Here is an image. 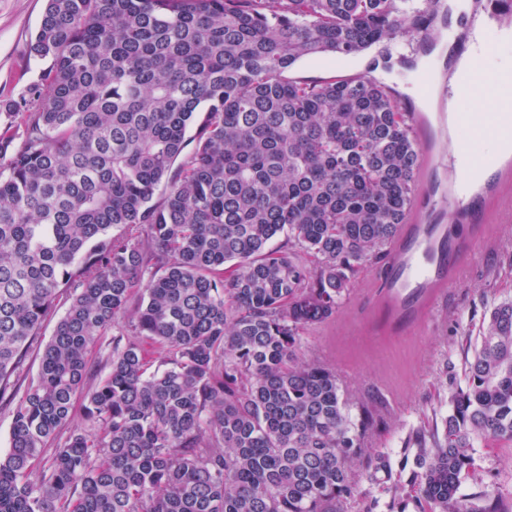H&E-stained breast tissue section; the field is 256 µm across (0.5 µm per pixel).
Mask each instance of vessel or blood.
Returning <instances> with one entry per match:
<instances>
[{
    "label": "vessel or blood",
    "mask_w": 512,
    "mask_h": 512,
    "mask_svg": "<svg viewBox=\"0 0 512 512\" xmlns=\"http://www.w3.org/2000/svg\"><path fill=\"white\" fill-rule=\"evenodd\" d=\"M451 81L459 88L496 95L501 107H512V97L501 93L502 87L512 84L511 77L491 84L479 72L465 68L455 71ZM448 207L454 218L450 224L421 223L420 206L411 208L387 247L384 270L373 283L364 324L378 322L389 334L404 336L437 318L449 287L475 261L482 237L480 195L461 194Z\"/></svg>",
    "instance_id": "vessel-or-blood-1"
}]
</instances>
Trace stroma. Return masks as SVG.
<instances>
[{
  "instance_id": "35a3bbf8",
  "label": "stroma",
  "mask_w": 512,
  "mask_h": 512,
  "mask_svg": "<svg viewBox=\"0 0 512 512\" xmlns=\"http://www.w3.org/2000/svg\"><path fill=\"white\" fill-rule=\"evenodd\" d=\"M46 0H0V127L17 126L14 102L29 96L47 66L27 53L40 23ZM448 16L426 43L401 37L392 42L389 57L372 48L355 57L306 58L287 72L288 77L321 81L356 75L374 78L395 88L406 112L427 116L434 154L462 149L480 155L492 151V137L473 142L471 126L454 122L458 113L480 110V99L466 94L449 96L448 79L468 46L472 32L492 44L483 54L480 69L496 77L504 60H512V14L494 9V0H459L444 5ZM494 193L483 202L480 221L487 238L470 272L448 290L446 310L436 323L407 336H389L382 328L360 333L365 308L361 290L372 272L361 273L342 302L334 319L309 328L302 336V354L333 366L345 395L357 399L387 397L392 423L380 433L375 446L388 453L393 479H408L403 461V442L412 428L438 424L447 416L448 380L462 378L461 336L478 328L493 304L512 300V278L496 277L504 251H512V175L502 174ZM480 480H464L463 493L485 489L503 499H512V451L477 446Z\"/></svg>"
}]
</instances>
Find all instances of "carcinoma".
<instances>
[{
    "label": "carcinoma",
    "mask_w": 512,
    "mask_h": 512,
    "mask_svg": "<svg viewBox=\"0 0 512 512\" xmlns=\"http://www.w3.org/2000/svg\"><path fill=\"white\" fill-rule=\"evenodd\" d=\"M413 19L408 0H47L28 51L49 66L22 134L0 131V512H352L390 471L389 410L352 420L301 336L385 260L420 146L390 87L284 72ZM463 353L388 512H512L460 493L475 444L512 446L511 301ZM56 320L57 318H53L50 322L44 325V327L41 330V336L38 337L37 342H35L32 348L30 349V352L26 360L27 380L35 378L37 375L42 345L50 338Z\"/></svg>",
    "instance_id": "carcinoma-1"
}]
</instances>
